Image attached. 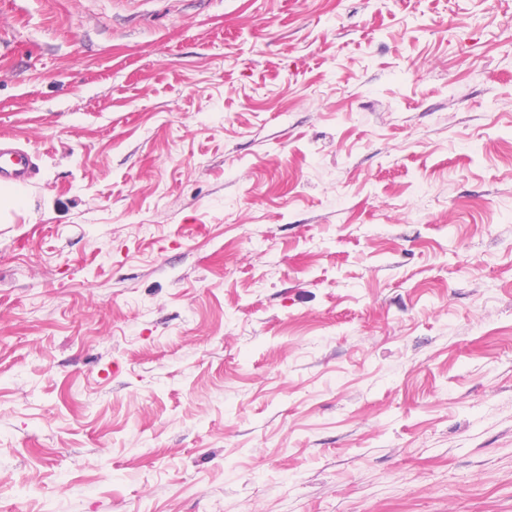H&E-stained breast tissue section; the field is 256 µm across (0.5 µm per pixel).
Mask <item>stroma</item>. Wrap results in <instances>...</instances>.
<instances>
[{"instance_id": "35a3bbf8", "label": "stroma", "mask_w": 512, "mask_h": 512, "mask_svg": "<svg viewBox=\"0 0 512 512\" xmlns=\"http://www.w3.org/2000/svg\"><path fill=\"white\" fill-rule=\"evenodd\" d=\"M0 505L512 512V0H0ZM11 134H0V184L27 186L32 181L27 153L14 147ZM26 205L25 195L17 190L6 189L0 192V222L10 223L13 213H21Z\"/></svg>"}]
</instances>
